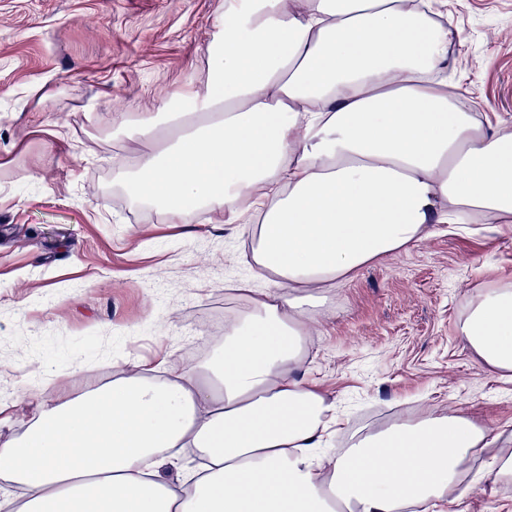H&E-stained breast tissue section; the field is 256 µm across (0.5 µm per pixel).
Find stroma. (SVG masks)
Masks as SVG:
<instances>
[{
    "instance_id": "35a3bbf8",
    "label": "stroma",
    "mask_w": 512,
    "mask_h": 512,
    "mask_svg": "<svg viewBox=\"0 0 512 512\" xmlns=\"http://www.w3.org/2000/svg\"><path fill=\"white\" fill-rule=\"evenodd\" d=\"M232 0H0V441L42 407L110 384L130 364L190 368L223 343L253 277L249 224L199 211L167 224L131 204L121 167L142 150L119 118L204 90ZM456 31L448 92L512 122V0H438ZM35 180H27V173ZM512 283V226L437 224L311 310L303 371L345 409L329 444L427 406L459 408L512 448V382L457 335L469 300ZM446 512H512V482L474 483Z\"/></svg>"
}]
</instances>
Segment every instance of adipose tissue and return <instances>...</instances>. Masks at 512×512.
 <instances>
[{
	"label": "adipose tissue",
	"instance_id": "ef3b65f1",
	"mask_svg": "<svg viewBox=\"0 0 512 512\" xmlns=\"http://www.w3.org/2000/svg\"><path fill=\"white\" fill-rule=\"evenodd\" d=\"M454 31L403 0H237L208 50L203 95L139 114L144 144L121 183L165 223L251 220L264 287L241 282L224 347L156 378L39 409L0 442L18 512H438L512 453L456 408L425 410L323 450L336 401L300 378L308 306L362 267L465 214L512 224V127L486 122L438 74ZM481 367L512 378V284L477 293L457 326ZM204 460L171 481L179 449Z\"/></svg>",
	"mask_w": 512,
	"mask_h": 512
}]
</instances>
